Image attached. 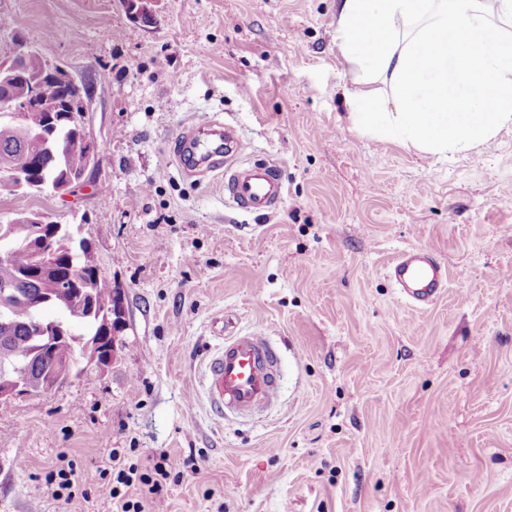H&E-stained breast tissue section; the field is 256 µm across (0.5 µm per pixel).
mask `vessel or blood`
Masks as SVG:
<instances>
[{"mask_svg":"<svg viewBox=\"0 0 512 512\" xmlns=\"http://www.w3.org/2000/svg\"><path fill=\"white\" fill-rule=\"evenodd\" d=\"M248 145L228 124L212 121L208 129L189 124L175 139V162L190 177L213 175L224 179V197L235 208L262 213L283 200L285 184L272 163H243ZM388 276L400 298L415 308L433 304L448 286V270L425 250L400 253L388 267ZM206 393L217 414H247L270 404L280 380L277 356L258 337L238 335L226 339L203 361Z\"/></svg>","mask_w":512,"mask_h":512,"instance_id":"b4317fda","label":"vessel or blood"}]
</instances>
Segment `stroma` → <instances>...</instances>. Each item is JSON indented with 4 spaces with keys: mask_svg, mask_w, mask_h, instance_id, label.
Masks as SVG:
<instances>
[{
    "mask_svg": "<svg viewBox=\"0 0 512 512\" xmlns=\"http://www.w3.org/2000/svg\"><path fill=\"white\" fill-rule=\"evenodd\" d=\"M154 9L145 26L121 0H0V60L21 36L89 86L99 149L74 192L0 183V224L82 225L126 311L107 368L0 403V512H512V126L450 157L356 128L338 0ZM215 116L278 164L272 214L175 165L181 128ZM414 248L448 268L424 310L387 276ZM245 331L281 387L222 419L201 362ZM162 456V504L113 497L109 459Z\"/></svg>",
    "mask_w": 512,
    "mask_h": 512,
    "instance_id": "obj_1",
    "label": "stroma"
}]
</instances>
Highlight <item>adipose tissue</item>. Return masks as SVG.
Returning <instances> with one entry per match:
<instances>
[{"instance_id":"obj_1","label":"adipose tissue","mask_w":512,"mask_h":512,"mask_svg":"<svg viewBox=\"0 0 512 512\" xmlns=\"http://www.w3.org/2000/svg\"><path fill=\"white\" fill-rule=\"evenodd\" d=\"M337 39L363 86L350 114L363 131L453 155L512 124V0L493 21L481 0H339Z\"/></svg>"}]
</instances>
